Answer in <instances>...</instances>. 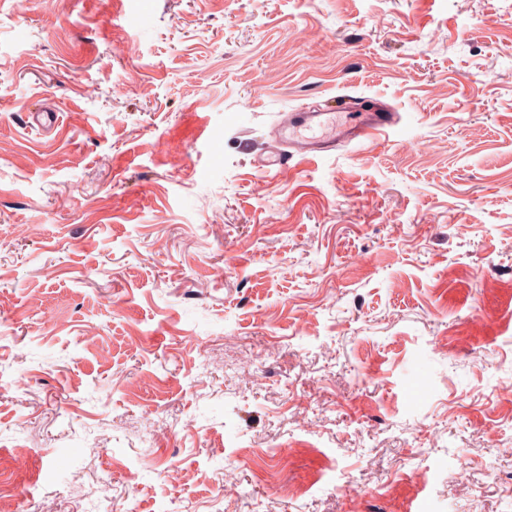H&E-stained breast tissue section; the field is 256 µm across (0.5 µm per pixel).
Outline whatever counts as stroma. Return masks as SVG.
Segmentation results:
<instances>
[{"label":"stroma","mask_w":512,"mask_h":512,"mask_svg":"<svg viewBox=\"0 0 512 512\" xmlns=\"http://www.w3.org/2000/svg\"><path fill=\"white\" fill-rule=\"evenodd\" d=\"M0 239V512H512V0H0ZM336 107L323 111L292 109L273 127L279 134V142L259 161L262 166L275 167L282 172L290 167L296 157H319L320 153L333 149L336 145L348 146L370 138L377 132L391 128L396 115L385 107L378 106L352 116L336 126ZM317 128L328 131L316 136Z\"/></svg>","instance_id":"stroma-1"}]
</instances>
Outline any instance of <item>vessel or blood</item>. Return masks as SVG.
Masks as SVG:
<instances>
[{
    "label": "vessel or blood",
    "instance_id": "vessel-or-blood-1",
    "mask_svg": "<svg viewBox=\"0 0 512 512\" xmlns=\"http://www.w3.org/2000/svg\"><path fill=\"white\" fill-rule=\"evenodd\" d=\"M395 113L378 106L337 121L333 110L297 108L286 113L275 125L279 142L262 158L265 167L288 169L295 158H313L336 146H348L393 127Z\"/></svg>",
    "mask_w": 512,
    "mask_h": 512
}]
</instances>
